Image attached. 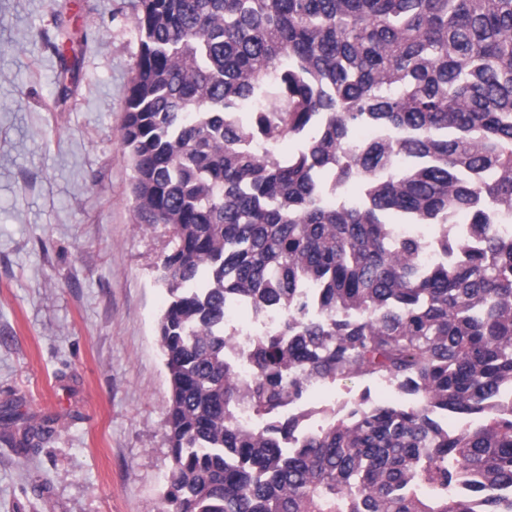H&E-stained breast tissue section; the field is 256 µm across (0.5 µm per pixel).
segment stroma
Masks as SVG:
<instances>
[{
    "mask_svg": "<svg viewBox=\"0 0 512 512\" xmlns=\"http://www.w3.org/2000/svg\"><path fill=\"white\" fill-rule=\"evenodd\" d=\"M138 0H0V512H160L170 397L163 225L119 139ZM395 386L309 387L311 408ZM46 431L25 453L28 427Z\"/></svg>",
    "mask_w": 512,
    "mask_h": 512,
    "instance_id": "35a3bbf8",
    "label": "stroma"
}]
</instances>
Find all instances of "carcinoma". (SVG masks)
Listing matches in <instances>:
<instances>
[{
  "instance_id": "1",
  "label": "carcinoma",
  "mask_w": 512,
  "mask_h": 512,
  "mask_svg": "<svg viewBox=\"0 0 512 512\" xmlns=\"http://www.w3.org/2000/svg\"><path fill=\"white\" fill-rule=\"evenodd\" d=\"M134 26L119 137L140 223L170 229L161 512H512V237L488 218L512 213V0H139ZM336 182L364 202L327 201ZM462 213L428 271L387 220ZM232 296L285 315L245 385ZM350 376L411 401L301 435L288 403Z\"/></svg>"
}]
</instances>
